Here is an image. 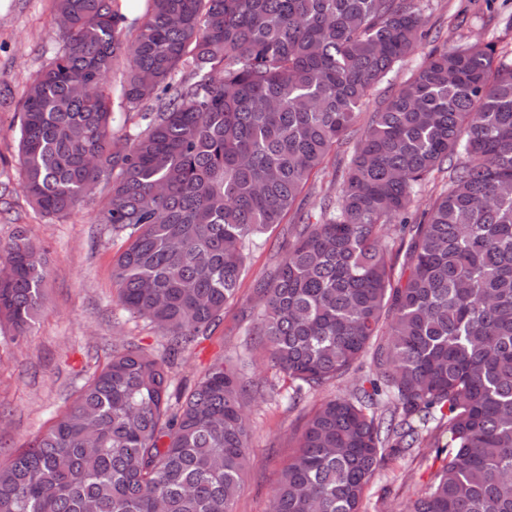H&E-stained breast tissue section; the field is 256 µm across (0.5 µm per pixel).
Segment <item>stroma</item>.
<instances>
[{
    "label": "stroma",
    "mask_w": 512,
    "mask_h": 512,
    "mask_svg": "<svg viewBox=\"0 0 512 512\" xmlns=\"http://www.w3.org/2000/svg\"><path fill=\"white\" fill-rule=\"evenodd\" d=\"M432 31L459 44L478 39L512 49V0H417ZM62 44L50 0H0V244L19 224L48 250L44 307L25 340L0 331V459L27 447L68 406L86 378L116 345L132 341L159 354L163 339L145 321L128 319L117 304L112 272L124 247L96 222L110 193L100 182L94 199L65 219L40 214L21 187L19 116L27 85ZM286 226L263 235L247 258L237 303L208 339L183 352L173 367V384L192 386L215 359L230 361L258 385L245 406L251 423L250 461L234 512H267L281 472L294 452V436L321 402L350 392L369 373L360 364L336 384L292 399L288 379L276 372L255 345L257 312L253 288L273 271L288 249ZM440 465L430 448L387 459L369 482L362 512H403L410 493L427 486Z\"/></svg>",
    "instance_id": "1"
}]
</instances>
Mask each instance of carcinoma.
Here are the masks:
<instances>
[{
	"label": "carcinoma",
	"mask_w": 512,
	"mask_h": 512,
	"mask_svg": "<svg viewBox=\"0 0 512 512\" xmlns=\"http://www.w3.org/2000/svg\"><path fill=\"white\" fill-rule=\"evenodd\" d=\"M121 2L51 0L67 39L24 95L21 182L64 218L112 180L96 223L127 242L118 302L163 354L112 351L0 460V512H233L255 390L222 359L184 390L171 370L292 211L288 251L255 285L257 344L296 398L366 355L371 375L307 418L269 512H362L381 463L424 444L442 465L404 512H512V58L491 40L437 44L357 138L365 100L427 35L416 0H147L133 22ZM116 106L143 125L117 134ZM353 137L313 223L299 198ZM48 273L16 226L0 327L18 340Z\"/></svg>",
	"instance_id": "cac0c4a2"
}]
</instances>
